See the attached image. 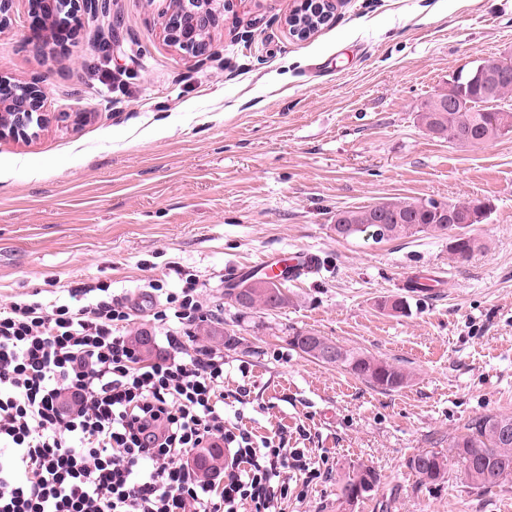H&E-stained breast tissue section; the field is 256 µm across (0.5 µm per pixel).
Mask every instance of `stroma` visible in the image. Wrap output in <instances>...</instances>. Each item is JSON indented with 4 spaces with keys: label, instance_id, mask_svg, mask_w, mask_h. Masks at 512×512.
<instances>
[{
    "label": "stroma",
    "instance_id": "stroma-1",
    "mask_svg": "<svg viewBox=\"0 0 512 512\" xmlns=\"http://www.w3.org/2000/svg\"><path fill=\"white\" fill-rule=\"evenodd\" d=\"M31 3L13 0L0 27V74L42 87L50 122L0 141V305L107 282L158 356L142 287L193 275L212 312L196 340L223 349L225 394L248 390V428L320 464L313 481L289 472L284 512H512V479L474 488L449 446L477 418L512 414V136L461 147L418 120L475 59L512 54V0H343L302 40L284 24L298 0H237L199 57L166 42L169 0H105L41 43ZM383 198L485 202L484 247L460 263L433 234L337 238V211ZM300 249L321 265L286 283L285 308L232 306L227 270ZM417 273L439 275L440 293L403 316L379 308ZM295 331L412 380L372 388L293 349ZM424 450L447 457L444 481L408 468ZM361 467L381 481L348 500Z\"/></svg>",
    "mask_w": 512,
    "mask_h": 512
}]
</instances>
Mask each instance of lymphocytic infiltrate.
<instances>
[{
	"label": "lymphocytic infiltrate",
	"mask_w": 512,
	"mask_h": 512,
	"mask_svg": "<svg viewBox=\"0 0 512 512\" xmlns=\"http://www.w3.org/2000/svg\"><path fill=\"white\" fill-rule=\"evenodd\" d=\"M167 352L144 361L108 285L0 307V512H282L303 452L224 416V354L197 345L199 283L148 280ZM230 445L220 479L196 449Z\"/></svg>",
	"instance_id": "obj_1"
}]
</instances>
